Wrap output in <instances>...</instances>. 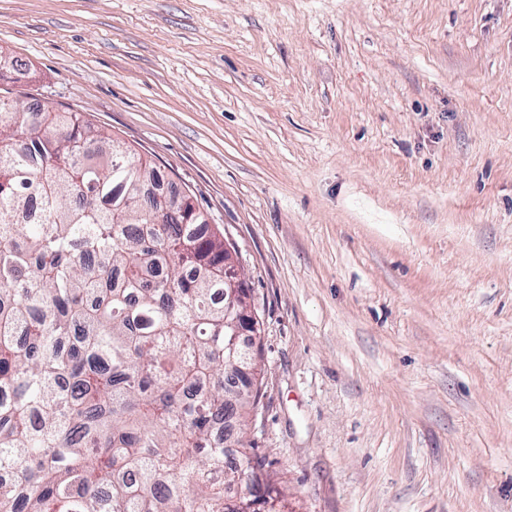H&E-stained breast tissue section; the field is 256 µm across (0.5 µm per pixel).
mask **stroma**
<instances>
[{"label":"stroma","instance_id":"stroma-1","mask_svg":"<svg viewBox=\"0 0 512 512\" xmlns=\"http://www.w3.org/2000/svg\"><path fill=\"white\" fill-rule=\"evenodd\" d=\"M237 248L288 512H512V0H0Z\"/></svg>","mask_w":512,"mask_h":512}]
</instances>
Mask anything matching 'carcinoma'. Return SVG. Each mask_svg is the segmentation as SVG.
I'll use <instances>...</instances> for the list:
<instances>
[{"label": "carcinoma", "instance_id": "cac0c4a2", "mask_svg": "<svg viewBox=\"0 0 512 512\" xmlns=\"http://www.w3.org/2000/svg\"><path fill=\"white\" fill-rule=\"evenodd\" d=\"M162 179L79 113L0 96V512H256L224 488L260 473L284 499L254 447L216 441L255 414L226 379L258 380L262 345L224 356V234L156 214Z\"/></svg>", "mask_w": 512, "mask_h": 512}]
</instances>
